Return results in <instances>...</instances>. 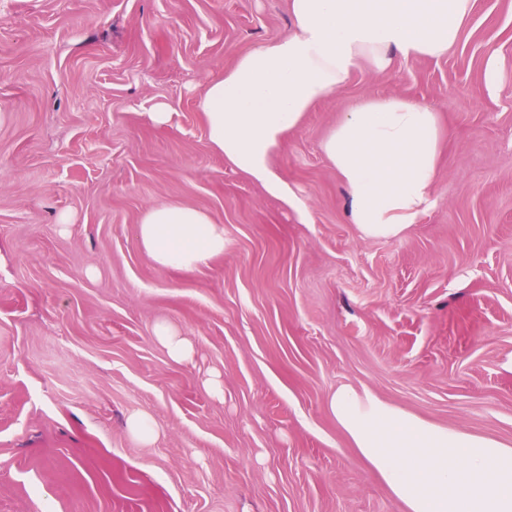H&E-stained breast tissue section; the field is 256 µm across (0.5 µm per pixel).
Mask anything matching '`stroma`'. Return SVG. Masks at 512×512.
<instances>
[{
    "instance_id": "obj_1",
    "label": "stroma",
    "mask_w": 512,
    "mask_h": 512,
    "mask_svg": "<svg viewBox=\"0 0 512 512\" xmlns=\"http://www.w3.org/2000/svg\"><path fill=\"white\" fill-rule=\"evenodd\" d=\"M292 29L288 0H0V512H405L329 410L343 385L512 446V0L308 112L276 157L304 219L197 110ZM368 93L452 131L431 207L391 239L362 236L322 150ZM164 203L222 224L223 255L159 269L135 226ZM137 412L155 440L127 433ZM155 336L173 360L184 362L192 358L194 353L192 344L170 325L158 324L155 328Z\"/></svg>"
}]
</instances>
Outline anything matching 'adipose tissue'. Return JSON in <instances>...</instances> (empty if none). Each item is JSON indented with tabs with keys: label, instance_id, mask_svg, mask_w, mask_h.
<instances>
[{
	"label": "adipose tissue",
	"instance_id": "ef3b65f1",
	"mask_svg": "<svg viewBox=\"0 0 512 512\" xmlns=\"http://www.w3.org/2000/svg\"><path fill=\"white\" fill-rule=\"evenodd\" d=\"M477 0H288L294 31L238 55L208 80L197 109L215 153L291 206L300 201L275 163L289 134L361 65L437 60L460 46ZM446 136L434 108L399 96L361 98L322 148L344 184L364 237L395 238L432 202ZM165 270H191L224 252V227L170 203L135 226ZM337 424L407 512H512V448L435 425L370 391L343 386L329 399Z\"/></svg>",
	"mask_w": 512,
	"mask_h": 512
}]
</instances>
